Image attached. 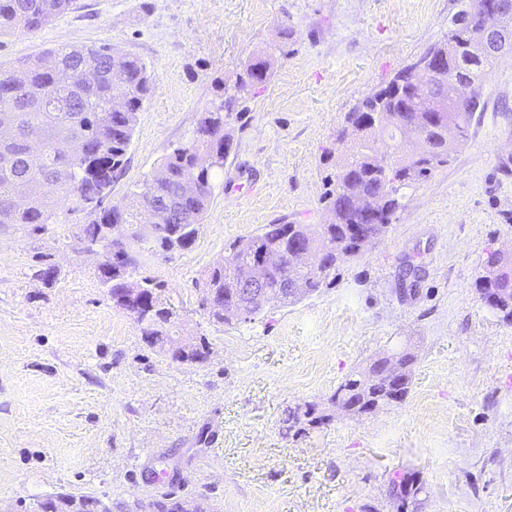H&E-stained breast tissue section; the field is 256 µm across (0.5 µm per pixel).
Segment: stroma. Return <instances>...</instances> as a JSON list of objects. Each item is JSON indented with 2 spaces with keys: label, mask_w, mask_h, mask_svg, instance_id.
Returning a JSON list of instances; mask_svg holds the SVG:
<instances>
[{
  "label": "stroma",
  "mask_w": 512,
  "mask_h": 512,
  "mask_svg": "<svg viewBox=\"0 0 512 512\" xmlns=\"http://www.w3.org/2000/svg\"><path fill=\"white\" fill-rule=\"evenodd\" d=\"M457 0H75L35 32L0 37V67L73 44L118 45L155 83L119 204L233 83L271 53L272 76L226 128L235 152L194 245L147 261L174 308L171 335L206 337L202 364L171 361L113 307L83 224L37 237L0 228V507L86 492L113 512L171 494L213 512H397L396 474L424 485L417 512H512V325L481 304L487 251L512 248V52L451 163L403 189V207L336 282L249 322L210 321L197 283L229 241L267 224H326L322 156L345 114L448 31ZM288 53H274L280 23ZM249 179L254 192L225 194ZM58 268L49 287L35 256ZM398 344L418 360L407 398L371 416L334 414L298 437L287 407L330 409L344 378Z\"/></svg>",
  "instance_id": "35a3bbf8"
}]
</instances>
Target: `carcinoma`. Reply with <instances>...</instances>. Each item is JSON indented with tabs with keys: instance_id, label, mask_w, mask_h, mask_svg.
<instances>
[{
	"instance_id": "1",
	"label": "carcinoma",
	"mask_w": 512,
	"mask_h": 512,
	"mask_svg": "<svg viewBox=\"0 0 512 512\" xmlns=\"http://www.w3.org/2000/svg\"><path fill=\"white\" fill-rule=\"evenodd\" d=\"M482 2L460 0L441 42L395 73L383 86V99H377L374 93L345 114L335 142L324 149V158L334 166L325 196L333 215L331 223L267 224L225 245L224 259L202 279L206 288L202 306L213 322L232 324L224 318V307L232 304L238 275L245 266L259 264L271 255L280 256L283 266L265 273V287H280L295 239L325 254L322 268L300 271L304 296L336 282L340 264L361 253L349 230L354 214L342 208L345 196L353 192L373 196L386 190L382 204L385 213L373 228L378 235L385 232L402 207L400 190L451 162L453 151L448 141L453 130L472 126L480 107L481 82L498 54L512 45V36L498 35L481 50L472 46L468 32L471 25L483 21ZM72 4L73 0H0V35L42 29L70 10ZM438 52L446 55L440 76L418 74L417 65ZM89 66L96 70L91 83L82 78ZM270 76L271 60L259 56L249 59L233 86L220 85L210 109L190 136L171 145L159 166L135 184L126 202L117 206L112 204V187L125 173L138 113L154 83V74L146 63L103 43L50 49L19 59L7 69L0 68V127L9 129L8 135H0V228L7 224L24 226L29 235L39 236L48 231V226L61 223V214H83L86 223L81 237L124 256L112 271L104 269L98 275L101 286L112 296V306L127 310L128 306L120 302L126 289H142L137 323L143 335L155 337L149 345L161 348L169 339L165 325L170 313L156 306L155 301L166 286L141 271L140 257L168 258L194 245L211 204L214 177L224 168L232 149L233 138L224 132L226 118ZM379 109L390 114L393 134L406 133L417 113H430L431 119L419 134L437 157L412 160L402 154L390 159L377 151L375 144L384 132L372 120ZM351 124L358 125L357 137L349 140ZM33 128L42 137L37 156L28 140ZM75 138L83 143L81 154L73 156L60 150V144ZM187 180L194 183V191L185 197L182 189ZM21 185L27 186L28 192L24 203L17 205L14 196ZM148 204L163 211L165 219L156 233L145 236L137 216ZM485 287L492 289L501 303L491 312L507 319L512 314V268L498 270ZM208 353L205 338L199 336L186 344L174 361L201 364L208 360ZM362 374L359 370L348 375L330 402H355L363 408L376 402L386 404L389 383L379 379L367 391ZM282 424L286 433L297 436L329 424V419L316 410L315 404L306 403L288 407ZM421 490L418 476L411 472L390 480L389 495L403 506L415 500Z\"/></svg>"
}]
</instances>
